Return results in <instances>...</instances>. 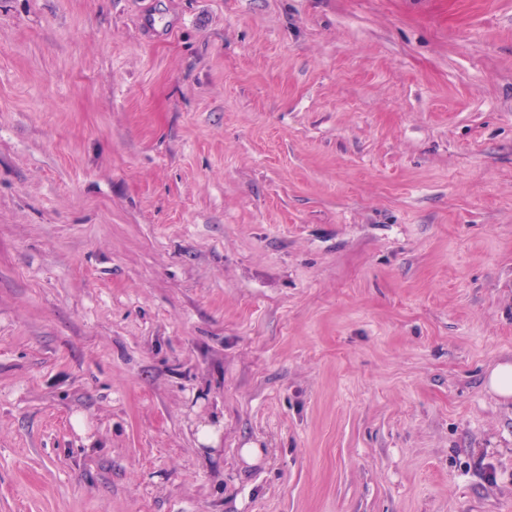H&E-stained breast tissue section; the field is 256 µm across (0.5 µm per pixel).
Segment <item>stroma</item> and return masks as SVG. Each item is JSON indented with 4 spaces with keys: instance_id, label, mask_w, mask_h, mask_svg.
<instances>
[{
    "instance_id": "1",
    "label": "stroma",
    "mask_w": 512,
    "mask_h": 512,
    "mask_svg": "<svg viewBox=\"0 0 512 512\" xmlns=\"http://www.w3.org/2000/svg\"><path fill=\"white\" fill-rule=\"evenodd\" d=\"M506 358L512 0H0V512H512ZM487 388L503 399L512 397V363H497L487 374Z\"/></svg>"
}]
</instances>
